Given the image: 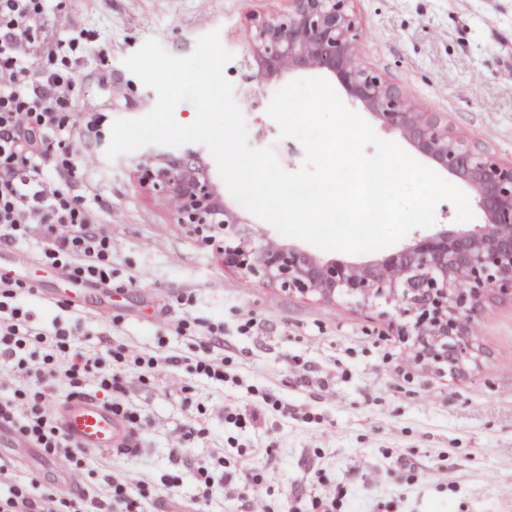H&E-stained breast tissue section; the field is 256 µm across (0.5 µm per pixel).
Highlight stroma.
Instances as JSON below:
<instances>
[{
	"instance_id": "1",
	"label": "stroma",
	"mask_w": 512,
	"mask_h": 512,
	"mask_svg": "<svg viewBox=\"0 0 512 512\" xmlns=\"http://www.w3.org/2000/svg\"><path fill=\"white\" fill-rule=\"evenodd\" d=\"M288 0H65L76 39L70 69H97L111 51L112 80L83 90L74 113L93 112L100 154L94 167L73 163L72 181L94 179L112 234V287L84 310L76 342L97 351L118 339L179 362L149 385L125 374L124 398L141 416L131 450L87 452L90 468L147 478L154 493L146 512H308L312 498L335 496L336 512H512V299L490 295L470 326L477 355L451 375L418 359L386 315L381 300L358 303L301 295L244 277L207 246L195 225L182 224L167 199L144 182L157 145L107 158L113 122L138 118L156 94L124 65L150 38L176 56L198 38L220 33L234 58L224 68L254 148L278 144L289 171L301 145L279 139L266 108L283 80L260 87L251 79L252 17L283 12ZM358 55L412 103L438 113L468 140L512 159V0H353ZM191 304H180L185 293ZM254 320L246 328V320ZM192 325L177 333L180 321ZM224 324V353L241 385L219 386L195 375L186 357L207 343L200 327ZM191 387L205 416L181 399ZM269 392L288 406L259 430L233 429L224 413L256 404ZM200 419L206 439L188 451L173 441ZM231 447L251 449L261 485L241 494L196 501L195 474L185 457L204 461ZM180 476L176 494L164 486Z\"/></svg>"
}]
</instances>
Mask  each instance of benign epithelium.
I'll return each instance as SVG.
<instances>
[{"label": "benign epithelium", "mask_w": 512, "mask_h": 512, "mask_svg": "<svg viewBox=\"0 0 512 512\" xmlns=\"http://www.w3.org/2000/svg\"><path fill=\"white\" fill-rule=\"evenodd\" d=\"M352 0H288V11L251 20L253 80L268 84L298 70H324L381 123L400 132L435 168L470 184L484 223L446 229L417 239L362 266L322 261L308 251L256 241L244 220L223 205L199 163L198 153H158L146 172L153 189L167 196L183 224H220L224 240L208 243L224 264L245 275L277 282L301 294L397 302L396 317L412 327L418 358L454 373L472 357L467 323L493 293L512 298V160L504 161L468 142L433 112L407 100L358 58Z\"/></svg>", "instance_id": "7a95c632"}]
</instances>
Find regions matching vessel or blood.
<instances>
[{
	"instance_id": "1",
	"label": "vessel or blood",
	"mask_w": 512,
	"mask_h": 512,
	"mask_svg": "<svg viewBox=\"0 0 512 512\" xmlns=\"http://www.w3.org/2000/svg\"><path fill=\"white\" fill-rule=\"evenodd\" d=\"M57 424L76 447L123 450L131 442L127 425L95 396L71 397L58 403Z\"/></svg>"
}]
</instances>
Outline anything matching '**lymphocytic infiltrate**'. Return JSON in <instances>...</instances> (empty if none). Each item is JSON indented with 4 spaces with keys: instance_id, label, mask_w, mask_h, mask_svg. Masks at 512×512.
<instances>
[{
    "instance_id": "obj_1",
    "label": "lymphocytic infiltrate",
    "mask_w": 512,
    "mask_h": 512,
    "mask_svg": "<svg viewBox=\"0 0 512 512\" xmlns=\"http://www.w3.org/2000/svg\"><path fill=\"white\" fill-rule=\"evenodd\" d=\"M61 0H0V246L19 241L35 244L38 258L79 281L101 285L112 278V237L88 204L90 187L76 190L63 178L65 162L50 154L52 142L70 143L81 156L99 142L93 116L72 118V102L83 81L68 68L66 51L74 45L55 28L52 17ZM27 293L16 281H0V425L53 460L63 462L74 477L68 494L19 479L0 470V512H143L151 499V481L129 486L107 475L92 484L81 451L57 426L52 407L58 397H74L88 389L101 392L113 413L132 431L141 419L122 397L127 366L139 370L142 383L173 365L172 357L147 355L124 343H105L100 351L74 347V332L61 320L49 328L35 325ZM209 343L192 358L194 373L214 384L229 381L224 355V325L210 323ZM202 498L234 483L256 486L263 475L254 468L231 467L226 456L194 465Z\"/></svg>"
}]
</instances>
